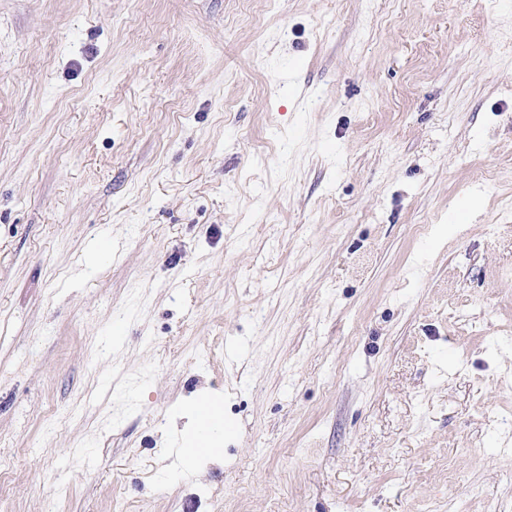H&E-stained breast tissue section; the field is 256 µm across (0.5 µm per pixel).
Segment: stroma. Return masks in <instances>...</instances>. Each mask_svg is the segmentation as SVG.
Here are the masks:
<instances>
[{
	"instance_id": "1",
	"label": "stroma",
	"mask_w": 512,
	"mask_h": 512,
	"mask_svg": "<svg viewBox=\"0 0 512 512\" xmlns=\"http://www.w3.org/2000/svg\"><path fill=\"white\" fill-rule=\"evenodd\" d=\"M0 512H512V0H0ZM208 408L203 409L198 404V399L192 405V413L197 420V429L192 438L188 441L186 447L181 448L183 456H190L195 458L201 455H213L218 451V448L223 443V429L215 428L212 426V421L217 423L223 421V409L215 401H205ZM200 426V430L197 433ZM204 430H209L205 437H201L200 433Z\"/></svg>"
}]
</instances>
